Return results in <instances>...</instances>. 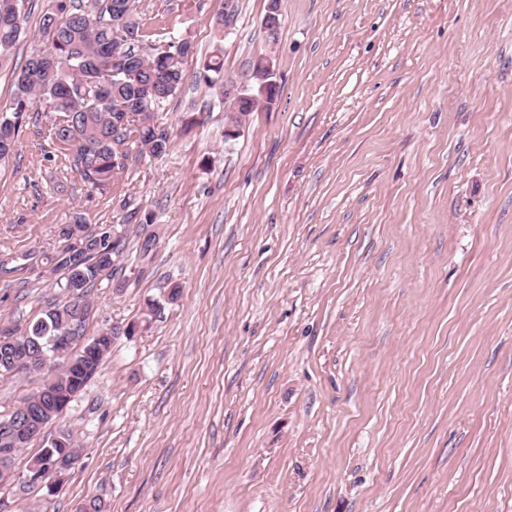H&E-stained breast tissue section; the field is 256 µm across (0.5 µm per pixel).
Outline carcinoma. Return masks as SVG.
I'll use <instances>...</instances> for the list:
<instances>
[{
    "label": "carcinoma",
    "mask_w": 512,
    "mask_h": 512,
    "mask_svg": "<svg viewBox=\"0 0 512 512\" xmlns=\"http://www.w3.org/2000/svg\"><path fill=\"white\" fill-rule=\"evenodd\" d=\"M26 0H0V71L13 78L9 103L0 106V167L15 155L30 113H42L39 138L52 146L48 161L77 174L100 195L112 191L115 175L126 168L130 147L155 159L171 146L169 130L155 123L186 80L183 59L194 53L185 39L166 44L145 38L137 0H52L39 20L37 38L23 65L14 63L18 45L28 37ZM196 79L224 89L221 49L205 60ZM87 226L77 212L60 228L66 245L54 270L62 272L57 286L67 300L56 303L45 317L11 331L25 336H80L86 320H71L77 304L89 315L88 289L112 276L123 254L127 234L103 238L77 231ZM117 337L101 338L100 347L84 364L98 371ZM91 377L76 366L43 379L41 387L23 397L18 409L47 404L52 395L81 392Z\"/></svg>",
    "instance_id": "1"
}]
</instances>
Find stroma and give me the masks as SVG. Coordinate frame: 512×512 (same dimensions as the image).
<instances>
[{"mask_svg": "<svg viewBox=\"0 0 512 512\" xmlns=\"http://www.w3.org/2000/svg\"><path fill=\"white\" fill-rule=\"evenodd\" d=\"M139 0L149 39L190 40L108 195L66 193L34 132L0 175V323L63 301L61 225L136 224L88 295L119 338L56 429L82 453L59 493L6 512H512V0ZM245 84L271 55L278 97L225 140L195 75L214 47ZM182 287L163 299L167 283Z\"/></svg>", "mask_w": 512, "mask_h": 512, "instance_id": "obj_1", "label": "stroma"}]
</instances>
